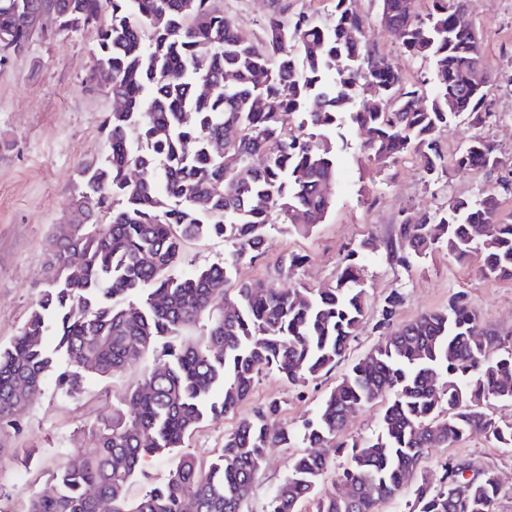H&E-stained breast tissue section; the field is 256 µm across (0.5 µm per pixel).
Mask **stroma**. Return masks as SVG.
<instances>
[{
	"label": "stroma",
	"mask_w": 512,
	"mask_h": 512,
	"mask_svg": "<svg viewBox=\"0 0 512 512\" xmlns=\"http://www.w3.org/2000/svg\"><path fill=\"white\" fill-rule=\"evenodd\" d=\"M240 31L254 39L264 37L261 21L269 0H220ZM367 37L381 53L402 68L415 83L430 75L428 63L407 57L398 38L380 19L381 0H357ZM473 25L485 40V65L492 81L486 104L491 112L481 124L457 121L442 133L440 146L452 158L471 137L494 144L497 153L512 159V0H474ZM96 32L49 30L36 35L21 54L0 65V347H8L25 324L45 286L44 270L54 249L57 225L72 213L71 199L81 164L105 156L103 130L114 104L109 95L91 92L85 79L95 60ZM346 145L335 187L334 207L324 224L302 237L286 225L269 228L264 254L242 264L239 280L263 287L282 285L275 269L282 256L305 255L291 280L313 288L335 283L342 259L365 240L378 248L364 260L368 307L366 323L352 341L348 355L367 353L379 337L374 324L385 297L401 293L403 301L393 318L406 324L421 314L447 308L464 293L481 321L512 340V280L484 277L478 262L460 264L439 251L410 264L399 265L385 244L402 213L430 211L455 197L472 198L511 171L490 174L482 170L451 173L435 185L425 184L414 155L400 157L387 168L369 164L358 138L343 128ZM158 353L145 354L112 377L89 378L81 393L61 394L53 379L20 416L18 428L0 429V512H25L36 492L48 490L51 474L70 454L94 453L91 434L99 414L123 401L127 391L157 364ZM345 365L302 387L289 386L277 374L261 373L247 401L237 413L204 421L186 439L183 450L199 461H209L224 443V435L239 419L253 416L267 402L280 401L277 425L301 427L311 418ZM297 450L268 449L255 476L243 512H265L268 500L288 473ZM493 468L502 492L494 512H512V452L494 447L479 434L446 448L431 449L428 470H436L446 456Z\"/></svg>",
	"instance_id": "obj_1"
}]
</instances>
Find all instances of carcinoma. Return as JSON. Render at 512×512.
Here are the masks:
<instances>
[{
    "mask_svg": "<svg viewBox=\"0 0 512 512\" xmlns=\"http://www.w3.org/2000/svg\"><path fill=\"white\" fill-rule=\"evenodd\" d=\"M381 22L402 30L403 52L430 61L432 95L366 38L352 0H334L332 19L288 16L270 0L265 38L238 30L214 0H0V63L25 50L48 23L97 28L96 66L112 72L105 93L120 103L106 121L109 152L82 163L72 197L77 224L58 225L46 288L20 333L0 349V423L39 393L48 375L78 393L88 376L109 377L208 316L201 347L170 348L159 365L93 426L98 451L71 455L27 512H242L267 448L298 442L266 512H380L416 478L406 512H494L501 482L490 467L453 456L430 478L424 459L479 432L512 449V422L485 411L512 400V347L482 324L465 295L448 308L390 330L402 294H388L374 329L380 340L336 382L298 430L275 428L273 400L224 436L208 466L183 454L167 481L135 503L127 489L147 457L183 446L206 419L235 412L262 371L303 386L336 368L362 329L367 309L361 253L344 258L326 288H261L238 268L263 254L268 226L302 236L333 207L340 163L337 130L350 123L369 162L384 167L412 153L426 184L448 175L440 134L465 114H489L484 44L457 26L471 0H381ZM112 23L98 25L103 10ZM475 42L476 53L465 52ZM211 91L205 92L203 84ZM507 165L475 137L453 168ZM504 178L475 200L454 198L433 212L405 214L387 241L399 263L444 251L480 260L486 277L512 279V221L501 214ZM216 235L224 261L179 275L187 244ZM57 336L49 350L48 333ZM380 406L375 433L340 440L348 417ZM345 449L344 491H321L329 461L312 452Z\"/></svg>",
    "mask_w": 512,
    "mask_h": 512,
    "instance_id": "1",
    "label": "carcinoma"
}]
</instances>
